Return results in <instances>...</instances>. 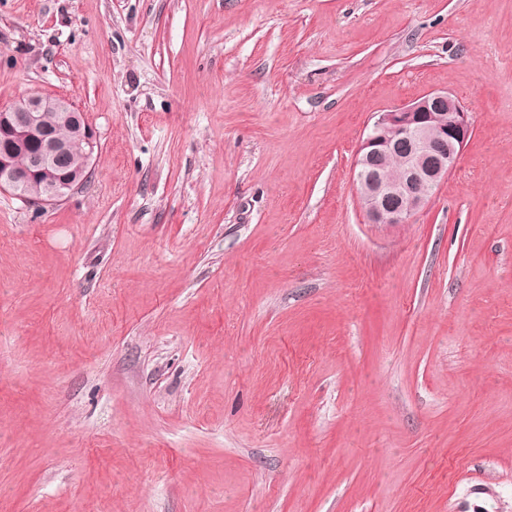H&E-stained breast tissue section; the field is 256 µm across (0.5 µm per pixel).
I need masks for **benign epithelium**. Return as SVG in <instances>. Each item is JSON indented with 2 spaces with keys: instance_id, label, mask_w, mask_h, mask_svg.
Returning a JSON list of instances; mask_svg holds the SVG:
<instances>
[{
  "instance_id": "1",
  "label": "benign epithelium",
  "mask_w": 512,
  "mask_h": 512,
  "mask_svg": "<svg viewBox=\"0 0 512 512\" xmlns=\"http://www.w3.org/2000/svg\"><path fill=\"white\" fill-rule=\"evenodd\" d=\"M53 103L49 96L31 93L19 98L10 110H0V134L13 141L14 152L24 150L33 138L41 142L40 151L22 169L14 165L13 152L0 154V190H11L23 203L36 208L59 203L78 188L76 177L53 174L69 152V144L45 132L39 123L38 113ZM442 104L448 106V112L438 111ZM79 131L87 146L84 166L91 168L99 147L97 132L86 119L79 124ZM473 132L470 113L446 91L429 92L404 107L380 113L361 141L355 170L372 165L375 157L401 143L409 146L408 167L406 178L399 183L370 181L362 203L369 222L408 223L428 201L424 189L441 183L456 168ZM36 176L46 178L44 196L32 198L20 193L19 187Z\"/></svg>"
}]
</instances>
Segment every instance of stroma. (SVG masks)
Segmentation results:
<instances>
[{
    "mask_svg": "<svg viewBox=\"0 0 512 512\" xmlns=\"http://www.w3.org/2000/svg\"><path fill=\"white\" fill-rule=\"evenodd\" d=\"M474 133L406 224L379 113ZM99 137L0 191V512H512V0H0V109ZM18 103L7 111L0 110V134L9 137L14 143V151L1 153L0 155V190H12L23 203L28 206L41 208L63 201L73 192L80 183L76 184V177L70 174L67 178H58L52 170L60 167L64 157L69 152V144L57 139L45 132L41 123L55 133L56 136L73 143L72 154L66 159L65 171L77 173L82 165V150L77 147V131L73 127L66 126L65 122L74 123V111L64 107L49 108L56 100L41 93H31L19 98ZM49 108V109H47ZM47 109L45 112L43 110ZM37 138L41 142V149L34 154L28 163L29 152L23 151L30 139ZM28 163V166H26ZM15 164V165H14ZM26 166V167H24ZM18 167V168H17ZM24 167V168H22ZM22 168V169H19ZM36 176L46 178V191L44 196V180L28 181ZM28 181V182H27ZM23 191L19 193V187L24 184Z\"/></svg>",
    "mask_w": 512,
    "mask_h": 512,
    "instance_id": "35a3bbf8",
    "label": "stroma"
}]
</instances>
